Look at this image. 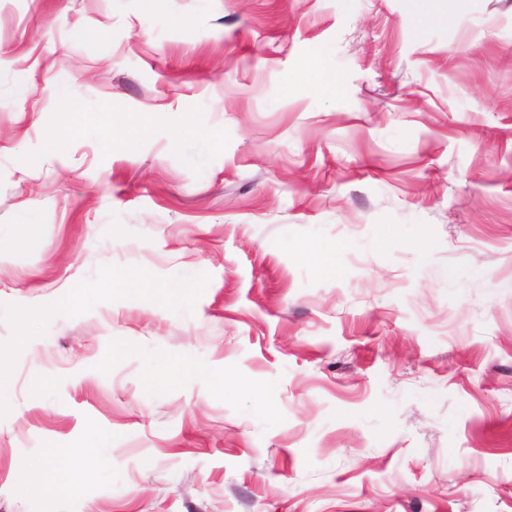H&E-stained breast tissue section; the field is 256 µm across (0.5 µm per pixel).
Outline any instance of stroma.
I'll return each mask as SVG.
<instances>
[{
  "instance_id": "1",
  "label": "stroma",
  "mask_w": 512,
  "mask_h": 512,
  "mask_svg": "<svg viewBox=\"0 0 512 512\" xmlns=\"http://www.w3.org/2000/svg\"><path fill=\"white\" fill-rule=\"evenodd\" d=\"M0 366V512H512V0H0ZM190 369L184 362H171L159 364L154 360H146V388L150 391H158L167 385L173 384ZM73 461L68 449L60 448L52 452L44 466V478L49 485L63 486L70 492L77 491V483L72 479Z\"/></svg>"
}]
</instances>
